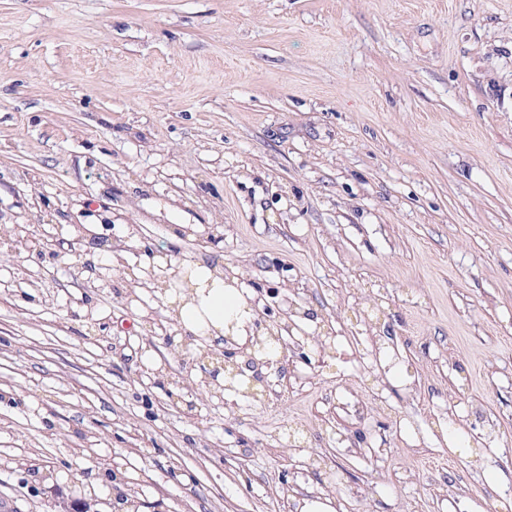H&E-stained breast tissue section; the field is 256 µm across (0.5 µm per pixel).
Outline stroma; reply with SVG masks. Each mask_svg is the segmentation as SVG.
I'll use <instances>...</instances> for the list:
<instances>
[{"label": "stroma", "instance_id": "obj_1", "mask_svg": "<svg viewBox=\"0 0 512 512\" xmlns=\"http://www.w3.org/2000/svg\"><path fill=\"white\" fill-rule=\"evenodd\" d=\"M0 224L64 227L0 261V512H287L265 493L290 469L280 425L374 383L340 344L226 422L149 292L88 283L80 228L145 266L248 259L249 288L294 283L314 329L340 300L362 333L353 296L381 294L401 428L365 433L431 443L358 460L310 436L338 512H494L512 492V381L483 372L512 362V0H0ZM443 343L447 377L406 401ZM451 381L501 419L490 452L449 432ZM444 475L475 496L433 499Z\"/></svg>", "mask_w": 512, "mask_h": 512}]
</instances>
